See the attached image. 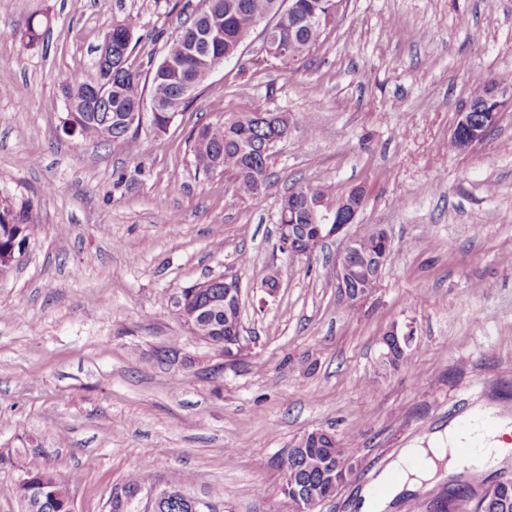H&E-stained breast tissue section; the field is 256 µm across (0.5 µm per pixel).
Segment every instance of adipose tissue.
Returning a JSON list of instances; mask_svg holds the SVG:
<instances>
[{
    "mask_svg": "<svg viewBox=\"0 0 512 512\" xmlns=\"http://www.w3.org/2000/svg\"><path fill=\"white\" fill-rule=\"evenodd\" d=\"M482 437L481 429L463 423L449 428L446 435L438 437L429 447L404 449L378 479L385 489L384 495L365 497L362 512H385L391 500L404 489L417 488L426 482L434 483L442 480L448 473L461 470L467 466V459L447 455V444L463 447L481 440Z\"/></svg>",
    "mask_w": 512,
    "mask_h": 512,
    "instance_id": "1",
    "label": "adipose tissue"
}]
</instances>
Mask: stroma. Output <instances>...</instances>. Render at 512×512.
<instances>
[{
  "label": "stroma",
  "instance_id": "35a3bbf8",
  "mask_svg": "<svg viewBox=\"0 0 512 512\" xmlns=\"http://www.w3.org/2000/svg\"><path fill=\"white\" fill-rule=\"evenodd\" d=\"M200 5L0 0V30L51 18L25 54L0 41V199L38 226L0 278V512H21L32 463L69 476L74 512H107L134 470L190 474L215 512H295L275 460L320 428L360 467L315 512H361L403 449L488 409L512 419V108L483 143L448 146L458 112L512 73V0H340L291 68L253 32L168 131L140 127L137 153L62 132L65 89L93 76L114 21L131 23L128 65L146 79ZM256 111L289 126L257 200L196 173L185 145ZM300 185L362 188L348 235L386 228L363 309L337 299L340 240L294 264L276 250L280 201ZM220 276L240 285L249 342L230 362L174 308ZM394 325L413 340L389 370L379 340Z\"/></svg>",
  "mask_w": 512,
  "mask_h": 512
}]
</instances>
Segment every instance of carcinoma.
<instances>
[{
    "mask_svg": "<svg viewBox=\"0 0 512 512\" xmlns=\"http://www.w3.org/2000/svg\"><path fill=\"white\" fill-rule=\"evenodd\" d=\"M291 9L281 14L266 31L270 41L283 46L286 54L279 62L290 65L319 43L337 6L336 0H290ZM274 0H202V6L168 47L163 61L155 69L151 81L152 100L156 112L152 124L160 130L169 124V114L186 111L194 102L197 92L210 76L207 61L235 56L254 29L272 12ZM46 24L42 20L28 22L20 35L0 37L14 39L25 48L35 45ZM112 39V68L94 67V76L67 88L66 98L81 101L87 98L93 86H108L112 93L104 98L92 99L89 112L66 113V118L77 129V136L98 142H120L131 149L137 143L136 131L121 122V114L140 106L144 86L137 72L126 67L132 36L131 25L116 21L108 32ZM287 123L270 122L258 113L228 118L222 123L204 124L189 134L186 145L197 172L206 176L224 172L233 179L234 191L240 195L260 198L270 178L268 155L262 153L264 143L283 134ZM33 240L36 224L29 210L0 203V273L7 269L8 248L18 232ZM386 248L384 241L365 234L358 241L363 256L380 253ZM210 302L205 319L199 321L197 332L202 336H225L229 320L238 317L241 305H224V285L206 289ZM352 457L340 443L329 440L308 442L298 449L296 459L280 470L282 488H298L306 492L304 505H296V512H306L314 506V498L325 494L323 474L336 470V485L351 478ZM31 480L25 491L18 493L22 512H68L70 507L66 477L58 472L34 465L28 468ZM466 482L459 487V497L473 489L478 490L476 512H512V482L474 478L465 472ZM144 480L138 473L130 474L112 491L108 512H126L122 496L137 491Z\"/></svg>",
    "mask_w": 512,
    "mask_h": 512,
    "instance_id": "carcinoma-1",
    "label": "carcinoma"
}]
</instances>
